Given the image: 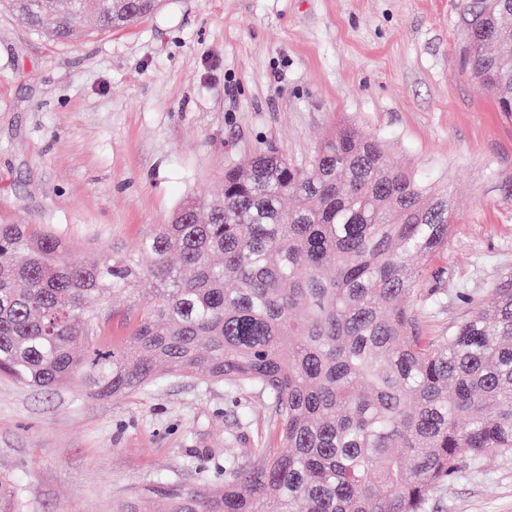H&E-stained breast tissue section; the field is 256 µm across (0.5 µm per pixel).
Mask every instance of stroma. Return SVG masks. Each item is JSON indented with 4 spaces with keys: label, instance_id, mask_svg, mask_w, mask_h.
Masks as SVG:
<instances>
[{
    "label": "stroma",
    "instance_id": "stroma-1",
    "mask_svg": "<svg viewBox=\"0 0 512 512\" xmlns=\"http://www.w3.org/2000/svg\"><path fill=\"white\" fill-rule=\"evenodd\" d=\"M466 0H164L115 33L53 44L0 9V223L54 231L87 257L131 251L224 171L274 148L307 161L340 124L381 138L395 164L447 183L457 221L424 288L448 301L512 270V117L463 70ZM142 281L137 298L147 297ZM137 298L97 303L105 341L128 335ZM267 395L236 404L190 380L91 398L0 378V473L21 512H112L131 485L223 466L266 439ZM432 512H512V456L495 458Z\"/></svg>",
    "mask_w": 512,
    "mask_h": 512
}]
</instances>
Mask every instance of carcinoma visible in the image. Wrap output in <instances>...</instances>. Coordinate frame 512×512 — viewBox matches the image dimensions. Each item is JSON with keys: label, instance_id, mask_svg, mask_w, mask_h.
I'll list each match as a JSON object with an SVG mask.
<instances>
[{"label": "carcinoma", "instance_id": "1", "mask_svg": "<svg viewBox=\"0 0 512 512\" xmlns=\"http://www.w3.org/2000/svg\"><path fill=\"white\" fill-rule=\"evenodd\" d=\"M58 42L122 30L160 0H0ZM469 9L463 68L512 114V0ZM293 201L289 209L286 199ZM446 190L389 162L350 124L304 166L274 149L224 171V194L184 201L131 253L72 255L47 229L0 224V374L92 397L165 377L269 395L273 447L224 458V481L172 477L122 494L114 512H430L490 455H512V273L441 336L420 287L448 249ZM152 295L131 334L98 338L93 298ZM20 487L0 475V512Z\"/></svg>", "mask_w": 512, "mask_h": 512}]
</instances>
